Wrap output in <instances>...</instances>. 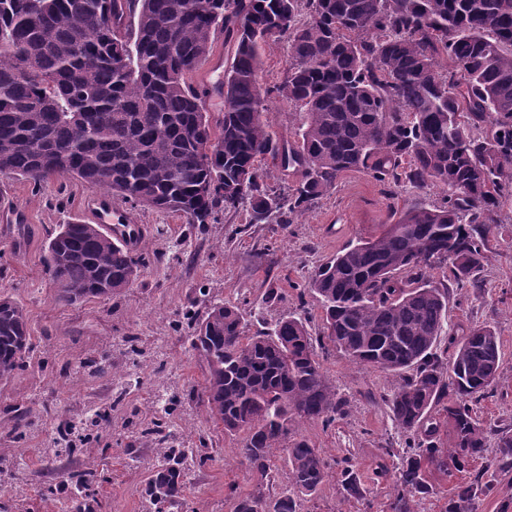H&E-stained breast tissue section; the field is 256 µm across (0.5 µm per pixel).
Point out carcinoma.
<instances>
[{"label": "carcinoma", "instance_id": "carcinoma-1", "mask_svg": "<svg viewBox=\"0 0 512 512\" xmlns=\"http://www.w3.org/2000/svg\"><path fill=\"white\" fill-rule=\"evenodd\" d=\"M219 34L231 62L215 130L194 76ZM282 41L288 68L267 86L265 47ZM273 96L301 113L293 140L272 130ZM267 158L293 181L269 183ZM352 170L389 196L404 183L440 187L444 202L407 209L320 269L310 290L321 335L291 315L250 335L227 303L189 319L202 403L224 431L245 434L241 455L257 476L235 512H299L295 493L330 477L320 449L291 429L346 413L318 360L328 346L399 378L383 400L410 444L389 512H415L431 471H466L492 435L498 474L512 472V429L473 415L499 376L495 330L461 326L439 350L450 286L478 283L512 202V0H0V173L71 176L188 224L243 206L251 224H290ZM46 267L70 304L142 276L129 250L79 219L59 226ZM435 269L448 286L434 285ZM29 351L24 308L0 296L1 381ZM278 448L292 490L273 495ZM342 475L346 494L364 497L350 462ZM484 477L456 486L451 512H477L493 487ZM184 490L174 460L147 493L164 512Z\"/></svg>", "mask_w": 512, "mask_h": 512}]
</instances>
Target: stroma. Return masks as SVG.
Listing matches in <instances>:
<instances>
[{"mask_svg": "<svg viewBox=\"0 0 512 512\" xmlns=\"http://www.w3.org/2000/svg\"><path fill=\"white\" fill-rule=\"evenodd\" d=\"M93 191L72 177L33 184L0 175V208L23 209L25 231L0 223V294L26 310L33 350L0 381V512H154L146 488L168 449L185 448L187 512H234L238 496L257 483L242 462L243 433L212 423L199 397L204 372L191 346L186 316L216 303L255 313L251 330L270 328L291 314L312 335L321 310L305 286L347 245L379 235L394 211L441 205V188H384L362 171L345 173L312 210L291 224H253L247 209L218 213L208 224H188L175 213L144 207L147 227L136 258L144 272L118 295L65 304L44 267L60 224L85 219ZM478 287L448 298L447 331L492 326L502 366L480 418L512 425V233L488 239ZM322 370L347 413L331 425L299 421L305 436L331 462L328 481L302 496L300 512H383L406 437L384 402L398 379L351 362L333 349L319 353ZM107 371H100V363ZM350 458L366 490L346 497L340 472ZM87 472L85 488L68 484Z\"/></svg>", "mask_w": 512, "mask_h": 512, "instance_id": "35a3bbf8", "label": "stroma"}]
</instances>
